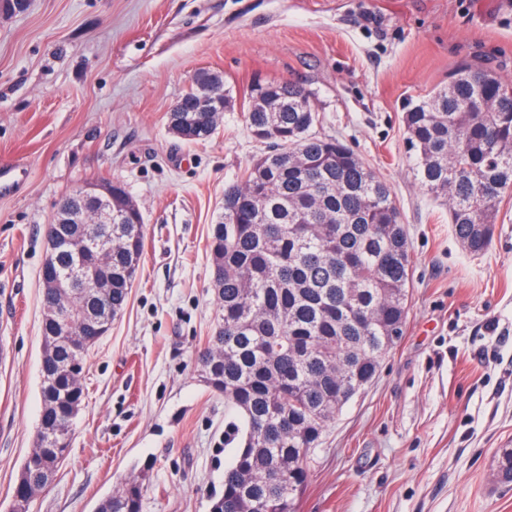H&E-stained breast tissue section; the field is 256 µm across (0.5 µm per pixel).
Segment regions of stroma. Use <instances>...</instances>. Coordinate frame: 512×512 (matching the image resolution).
Returning a JSON list of instances; mask_svg holds the SVG:
<instances>
[{"label": "stroma", "instance_id": "obj_1", "mask_svg": "<svg viewBox=\"0 0 512 512\" xmlns=\"http://www.w3.org/2000/svg\"><path fill=\"white\" fill-rule=\"evenodd\" d=\"M512 82V0H26L0 7V512L42 403L41 268L58 205L119 182L143 217L126 305L88 352L72 449L30 512H94L126 477L142 512H209L234 450L200 356L220 323L207 248L224 187L267 153L247 127L256 82L308 93L316 133L390 188L412 261L403 336L344 406L299 512H512L492 477L512 446V194L470 253L414 169L408 102L457 65ZM230 103L188 143L167 115L197 72ZM495 331H488V324Z\"/></svg>", "mask_w": 512, "mask_h": 512}]
</instances>
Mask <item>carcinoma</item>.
<instances>
[{"instance_id": "cac0c4a2", "label": "carcinoma", "mask_w": 512, "mask_h": 512, "mask_svg": "<svg viewBox=\"0 0 512 512\" xmlns=\"http://www.w3.org/2000/svg\"><path fill=\"white\" fill-rule=\"evenodd\" d=\"M458 66L448 86L405 113L422 186L443 198L456 237L473 253L491 244L498 206L512 192V84L494 70ZM195 85L181 115L209 129ZM253 135L272 144L240 181L224 189V217L209 240L221 323L201 357L233 418L224 442L234 457L210 512H298L315 450L342 407L376 377L403 335L410 257L390 188L337 139L313 132L309 95L291 83L258 84L244 113ZM112 250L88 260L112 279L107 306L123 311L144 247L142 225L99 224ZM65 275L77 262L65 245L51 257ZM35 454L46 433L74 427L83 376L63 369L86 357L103 333L98 297L83 288H45ZM73 308L82 335L55 336L56 308ZM18 491L25 512L55 474L48 461L24 462ZM498 483L512 482V448L499 450ZM144 485L121 480L96 512H141Z\"/></svg>"}]
</instances>
